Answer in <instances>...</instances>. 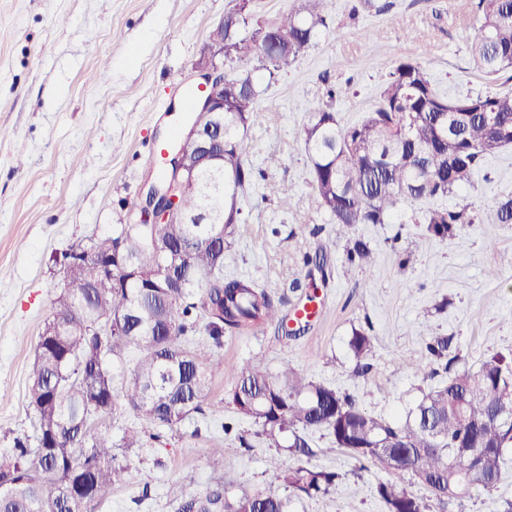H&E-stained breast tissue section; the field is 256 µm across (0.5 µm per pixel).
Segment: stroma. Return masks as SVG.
Returning a JSON list of instances; mask_svg holds the SVG:
<instances>
[{
  "mask_svg": "<svg viewBox=\"0 0 512 512\" xmlns=\"http://www.w3.org/2000/svg\"><path fill=\"white\" fill-rule=\"evenodd\" d=\"M328 0L329 30L288 72H259L260 112L251 129L253 161L264 180L246 192V218L224 272L256 281L289 305L313 298L322 305L297 338L267 327L224 339L226 360L262 356L270 370L282 362L342 391L386 419L414 408L436 386L420 359L426 334L445 336L475 368L512 351V270L491 276L502 252L512 251V224H462L454 236L426 238L405 204L386 224L356 225L351 236L375 253L367 272L348 268L340 236L311 194L309 161L300 138L308 112L326 90L349 83L337 101L342 122L359 121L402 55L424 60L444 94L512 90V81L478 75L470 63L473 0ZM232 0H0V458L14 440L32 435L26 398L38 339L63 289L56 256L108 235L127 221L162 171L152 148L183 133L182 109L196 91L197 60ZM295 204H278L281 185ZM512 192V147L488 159L474 183L448 204L478 210ZM325 253L328 279L303 263ZM408 265H400L404 253ZM306 289L284 293L292 280ZM370 322L375 338L371 371L354 376L347 355L352 326ZM232 380L215 372L204 414L165 431L141 448L119 449L128 470L112 495L90 512H175L179 497L204 495L213 483L208 451H224L235 492L272 489L275 471L297 465L286 448H239L224 423H237L222 402ZM329 437L311 438L312 466L340 472L335 495L294 497L289 512H385L375 487L382 471L355 470ZM512 500V448L495 490L477 492L454 512H503Z\"/></svg>",
  "mask_w": 512,
  "mask_h": 512,
  "instance_id": "35a3bbf8",
  "label": "stroma"
}]
</instances>
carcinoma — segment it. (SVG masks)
I'll return each mask as SVG.
<instances>
[{"instance_id":"carcinoma-1","label":"carcinoma","mask_w":512,"mask_h":512,"mask_svg":"<svg viewBox=\"0 0 512 512\" xmlns=\"http://www.w3.org/2000/svg\"><path fill=\"white\" fill-rule=\"evenodd\" d=\"M327 0H302L301 8L271 22L256 18L251 0H235L224 14V64L240 70L224 77V111L230 126L224 140V171L234 175L243 196L264 178L252 161L250 130L259 109L255 72H284L328 27ZM479 24L470 49L487 78L512 80V0H476ZM349 84L328 88L327 101L309 112L301 128L313 197L331 223L343 230L357 224H386L405 201H432L413 215L424 236L444 240L459 224H479L480 212L467 203L437 204L472 183L481 165L512 145V93L462 97L467 107L448 128L455 99L431 81L423 61L399 57L362 120L344 123L333 104ZM200 185L180 186L181 211L189 216L216 208L218 184L208 164ZM489 217L512 224V194L491 206ZM245 223L242 207L224 209V243L210 236L211 224H114L112 238L92 237L64 251L60 266L78 265L77 284L56 299L45 325L63 316L62 330L40 336L27 398L34 410L35 442L15 440L12 456L0 460V512H87L112 495L127 469L115 448H141L195 414H204L211 379L220 370L233 378L224 404L251 428L235 434L239 447L262 442L313 454L309 437L324 432L344 450L357 470L372 465L390 475L376 485L386 512H430V501L460 503L474 491H493L501 477L504 452L512 448L509 429L494 422L497 410L512 411V352L496 354L476 369L458 368L459 354L448 356L446 336L422 340L427 376L442 382L422 395L415 408L392 420L363 408L347 391L299 374L283 363L271 373L263 358L224 360V333L243 334L273 326L288 338L305 330L288 328V315L252 279L224 275V256ZM351 267L373 264L371 247L349 240ZM112 267V287H97V277ZM203 289L196 295V289ZM211 349H191L190 334L200 322ZM134 347L138 358L128 386L117 395L105 365ZM374 336L370 323L351 328L348 355L352 373L370 368ZM127 408L146 428L126 429L119 440L100 419ZM209 462L217 480L207 493L179 503L177 512H288V497H326L342 475L314 466L284 468L274 483L288 491L236 493L224 473V449L213 448ZM79 470L85 490L68 495V472ZM411 475L425 494L401 488L396 478Z\"/></svg>"}]
</instances>
